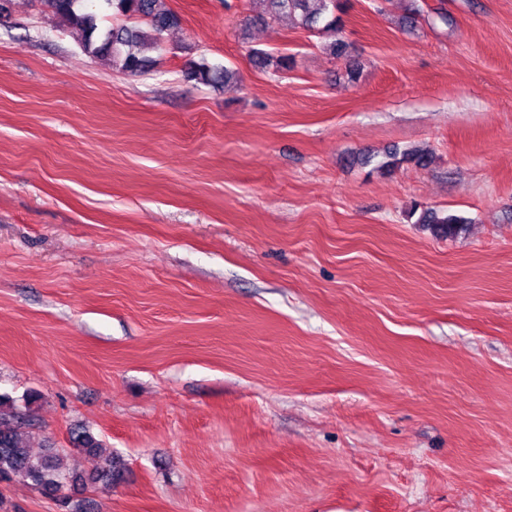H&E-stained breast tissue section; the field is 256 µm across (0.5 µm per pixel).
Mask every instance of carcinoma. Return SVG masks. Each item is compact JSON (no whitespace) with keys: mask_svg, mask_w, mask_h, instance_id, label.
<instances>
[{"mask_svg":"<svg viewBox=\"0 0 512 512\" xmlns=\"http://www.w3.org/2000/svg\"><path fill=\"white\" fill-rule=\"evenodd\" d=\"M47 7L63 23L83 33V51L96 58H109L112 65L128 75H139L147 71L150 59L147 52L159 48L163 33L177 26L178 14L169 6V0H102L115 9L116 14L133 21V24H117L106 30L99 27L98 15L88 10L85 0H43ZM254 15L245 24H271L283 18L292 19L295 24L310 31L322 27L336 30L340 25V13L345 11V0H251ZM423 19L434 25L448 24V13L436 8L424 14L418 0H410L409 13L405 24L413 27ZM252 61L261 68L270 65L278 72L290 68V58L281 55L273 58L262 49H251ZM233 72L220 70L205 62L188 64L187 77L203 83L227 82ZM431 154L421 148L411 147L402 152H392L389 160L380 168L390 172L402 163L425 168L431 163ZM419 214L416 223L430 226L439 237L454 239L465 230L468 220L464 217L446 214L432 208L414 206L411 214ZM32 426L30 415L21 411L0 412V479H18L49 489L61 488L68 483L76 484L81 477L64 472L57 459V450L47 448L44 455L34 457L23 442L22 431ZM72 447L88 454L100 452L101 443L90 431L77 429L71 432Z\"/></svg>","mask_w":512,"mask_h":512,"instance_id":"carcinoma-1","label":"carcinoma"}]
</instances>
